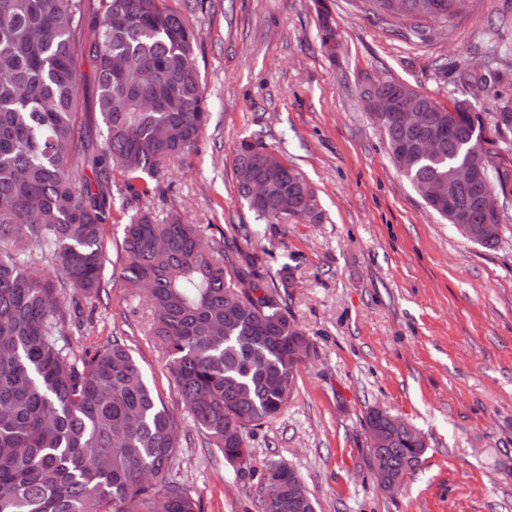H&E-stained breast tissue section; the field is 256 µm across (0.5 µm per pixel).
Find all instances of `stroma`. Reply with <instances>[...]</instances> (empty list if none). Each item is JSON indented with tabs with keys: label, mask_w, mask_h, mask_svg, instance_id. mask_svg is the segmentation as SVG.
I'll return each mask as SVG.
<instances>
[{
	"label": "stroma",
	"mask_w": 512,
	"mask_h": 512,
	"mask_svg": "<svg viewBox=\"0 0 512 512\" xmlns=\"http://www.w3.org/2000/svg\"><path fill=\"white\" fill-rule=\"evenodd\" d=\"M198 31L207 132L158 179L153 216L179 212L209 239L235 240L266 278L292 272L288 310L313 344L282 413L257 429V461L289 464L316 512H512V142L494 130L512 99V0H474L449 20L377 19L367 0H180ZM328 7L336 49L320 44ZM492 64L495 94L471 99L486 129L501 239L485 248L431 211L393 165L359 92L399 81L440 104L467 97L454 70ZM254 137L309 178L314 223L265 224L239 197L236 144ZM126 217L103 229L109 286L82 305L77 353L119 336L179 423L175 478L204 512H259L258 479L205 448L150 334L149 308L116 278ZM381 408L426 439L393 495L372 474L364 419Z\"/></svg>",
	"instance_id": "1"
}]
</instances>
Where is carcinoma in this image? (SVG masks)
I'll use <instances>...</instances> for the list:
<instances>
[{
    "label": "carcinoma",
    "mask_w": 512,
    "mask_h": 512,
    "mask_svg": "<svg viewBox=\"0 0 512 512\" xmlns=\"http://www.w3.org/2000/svg\"><path fill=\"white\" fill-rule=\"evenodd\" d=\"M171 0H0V512H201L199 499L171 476L182 452L176 417L150 386L124 341L75 353L66 319L73 303L106 288L102 225L112 207L129 214L120 278L147 294L151 333L181 405L206 447L246 478L256 471L248 435L288 404V377L312 343L281 291L291 275L264 285L226 242L204 243L206 227L178 212L156 222L138 207L152 181L195 150L208 123L196 62L198 32ZM469 0H400L420 28L460 13ZM328 11L320 43L335 40ZM94 67L93 112L79 111L80 60ZM464 88L491 90L489 69L456 68ZM425 131L376 120L393 163L414 189L446 180L484 159L482 118L462 105L452 118L411 91ZM443 138L440 153L419 150L424 134ZM238 192L267 224L301 221L303 196L317 199L305 175L259 139L234 150ZM119 172L124 187L112 188ZM268 183L251 195L253 175ZM474 189L431 209L479 224ZM37 251H32V246ZM386 434V460L412 475L426 449L404 420L368 411ZM299 480L283 464H262L261 479ZM288 498L260 500V512Z\"/></svg>",
    "instance_id": "obj_1"
}]
</instances>
